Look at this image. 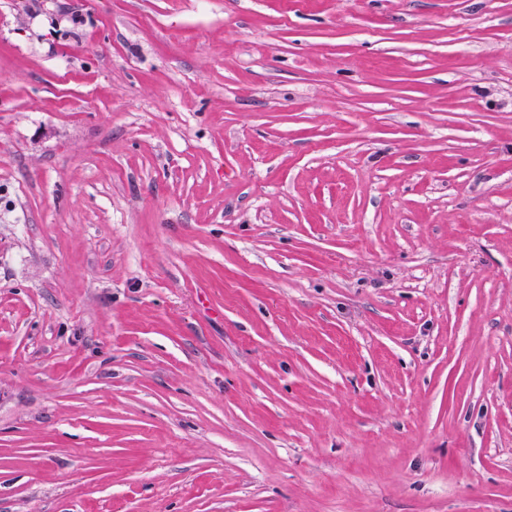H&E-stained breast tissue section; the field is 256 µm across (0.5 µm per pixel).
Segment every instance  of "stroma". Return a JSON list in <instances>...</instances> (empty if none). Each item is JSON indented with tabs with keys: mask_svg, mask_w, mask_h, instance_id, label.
Masks as SVG:
<instances>
[{
	"mask_svg": "<svg viewBox=\"0 0 512 512\" xmlns=\"http://www.w3.org/2000/svg\"><path fill=\"white\" fill-rule=\"evenodd\" d=\"M0 512H512V0H0Z\"/></svg>",
	"mask_w": 512,
	"mask_h": 512,
	"instance_id": "obj_1",
	"label": "stroma"
}]
</instances>
